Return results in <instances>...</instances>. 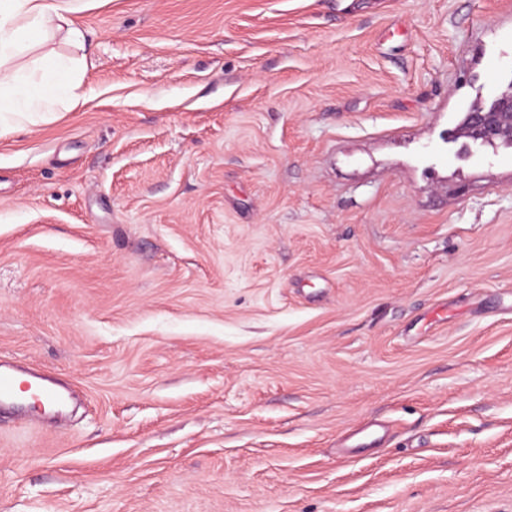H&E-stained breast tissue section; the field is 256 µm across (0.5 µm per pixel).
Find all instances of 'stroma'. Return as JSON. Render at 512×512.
Listing matches in <instances>:
<instances>
[{"label": "stroma", "mask_w": 512, "mask_h": 512, "mask_svg": "<svg viewBox=\"0 0 512 512\" xmlns=\"http://www.w3.org/2000/svg\"><path fill=\"white\" fill-rule=\"evenodd\" d=\"M0 140V512H512V0H107ZM383 441L359 459L347 437ZM468 137L481 144L512 139V93L496 99L487 109L479 107L468 112L465 119ZM20 371L7 363L0 364V407L9 408L14 404ZM27 375L30 377L32 385L49 403L62 404L65 401V394L48 377L37 374Z\"/></svg>", "instance_id": "obj_1"}]
</instances>
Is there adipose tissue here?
<instances>
[{
  "mask_svg": "<svg viewBox=\"0 0 512 512\" xmlns=\"http://www.w3.org/2000/svg\"><path fill=\"white\" fill-rule=\"evenodd\" d=\"M99 2L0 0V139L14 135L59 101L78 106L75 91L84 75L80 60L47 52L29 72L10 67L9 62L60 32L69 41L79 42L82 33L72 17Z\"/></svg>",
  "mask_w": 512,
  "mask_h": 512,
  "instance_id": "ef3b65f1",
  "label": "adipose tissue"
}]
</instances>
